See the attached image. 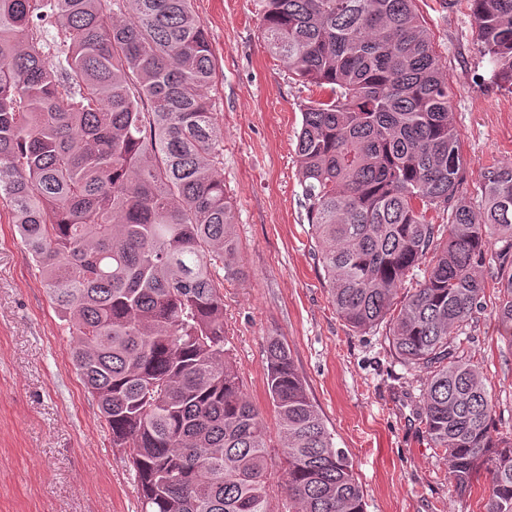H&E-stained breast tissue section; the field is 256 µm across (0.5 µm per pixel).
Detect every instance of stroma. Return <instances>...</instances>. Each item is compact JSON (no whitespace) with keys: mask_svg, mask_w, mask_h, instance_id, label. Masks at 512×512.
<instances>
[{"mask_svg":"<svg viewBox=\"0 0 512 512\" xmlns=\"http://www.w3.org/2000/svg\"><path fill=\"white\" fill-rule=\"evenodd\" d=\"M216 67L211 91L224 129V190L234 207L239 278L224 286V329L245 395L281 438L266 386L268 337H284L337 447L348 451L366 512H481L486 475L458 492L420 420L424 373L406 370L389 326L355 331L331 302L309 234L295 154L300 106L327 89L296 81L266 49L261 0H192ZM453 83L451 122L473 197L488 168L512 165V89L492 78L468 0H417ZM495 254L467 356L512 437V335L497 318ZM0 512H142L123 449L113 447L71 362L70 338L0 204Z\"/></svg>","mask_w":512,"mask_h":512,"instance_id":"stroma-1","label":"stroma"}]
</instances>
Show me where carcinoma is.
Instances as JSON below:
<instances>
[{
  "label": "carcinoma",
  "mask_w": 512,
  "mask_h": 512,
  "mask_svg": "<svg viewBox=\"0 0 512 512\" xmlns=\"http://www.w3.org/2000/svg\"><path fill=\"white\" fill-rule=\"evenodd\" d=\"M262 8L268 49L330 91L303 105L296 156L332 303L359 332L390 322L402 365L426 373L422 422L456 485L483 471L485 512H512V439L461 338L494 243L512 331V166L463 196L451 83L416 0ZM471 13L511 88L512 0H471ZM214 80L190 0H0V199L112 447L129 449L143 512H269L267 426L226 349L224 282L238 271ZM266 362L290 512H364L288 343L269 337Z\"/></svg>",
  "instance_id": "1"
}]
</instances>
